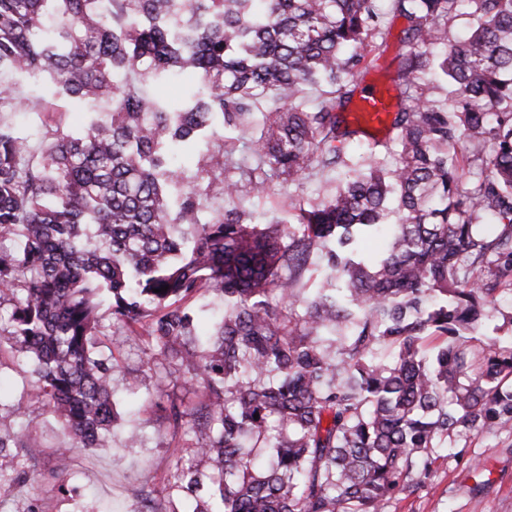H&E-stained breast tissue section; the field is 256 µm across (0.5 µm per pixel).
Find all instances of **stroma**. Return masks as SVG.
Returning <instances> with one entry per match:
<instances>
[{
	"label": "stroma",
	"instance_id": "1",
	"mask_svg": "<svg viewBox=\"0 0 512 512\" xmlns=\"http://www.w3.org/2000/svg\"><path fill=\"white\" fill-rule=\"evenodd\" d=\"M339 178L332 171L314 173L289 192L275 184L265 197H246L244 205L262 222L272 213L288 211L290 199L307 203L328 195ZM118 351L123 370L115 375L113 388L122 426L109 445L68 451L70 439L59 431L52 410L28 400L31 424L46 446L23 473L8 471L9 492L0 497V512H136V501L127 496L130 486L153 489L171 478L170 453L183 433L170 424L166 410L174 401L193 407L200 395L172 378L161 397L145 404L131 399L129 381L145 387L153 384L156 373L138 344L121 343ZM128 428L140 433V445L126 446ZM383 512H512V435L470 437L459 454L436 449L431 485L412 496L397 495Z\"/></svg>",
	"mask_w": 512,
	"mask_h": 512
}]
</instances>
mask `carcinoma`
Segmentation results:
<instances>
[{
    "label": "carcinoma",
    "mask_w": 512,
    "mask_h": 512,
    "mask_svg": "<svg viewBox=\"0 0 512 512\" xmlns=\"http://www.w3.org/2000/svg\"><path fill=\"white\" fill-rule=\"evenodd\" d=\"M388 2L407 50L380 141L343 115L380 56L377 0H0V112L51 111L24 79L82 115L38 155L0 123V369L23 360L85 450L119 420L104 314L182 372L202 397L167 418H191L196 446L173 456L195 463L132 490L139 512L186 496L190 512H382L424 487L435 449L512 433V0ZM464 13L474 27L448 38ZM186 71L184 110L149 94ZM213 138L224 212L206 220L174 156ZM315 170L343 177L294 224L239 207ZM208 294L218 318L196 306ZM494 312L511 335L482 333ZM40 447L0 429V452Z\"/></svg>",
    "instance_id": "1"
}]
</instances>
